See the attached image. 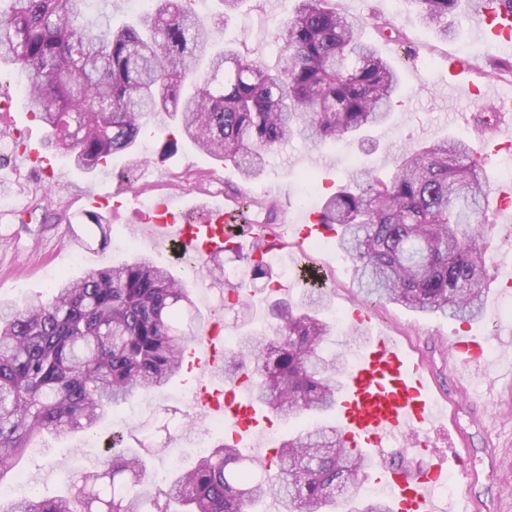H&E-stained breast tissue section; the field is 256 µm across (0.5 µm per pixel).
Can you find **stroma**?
<instances>
[{
	"mask_svg": "<svg viewBox=\"0 0 512 512\" xmlns=\"http://www.w3.org/2000/svg\"><path fill=\"white\" fill-rule=\"evenodd\" d=\"M329 5L356 18L365 38L397 67L402 81L401 103L386 123L366 130V138L373 143L370 150H362L355 140L317 147L297 140L270 155L266 177L247 185L246 190L274 202L282 224L304 223L327 188L346 181L354 168L389 175L395 152L403 146L429 144L448 136L468 140L474 149H481L482 133L463 117L487 111L488 105L469 96L449 100V58L464 61L468 67L465 78L476 85L512 87V74L499 68L501 54L494 44L484 40L480 22L468 13L453 17V32L443 39L421 22L408 0L396 6L390 0H329ZM291 6L292 0H279L275 6L269 0H243L238 15L224 26L220 37L236 44L250 58L275 63L278 50L274 36ZM385 19L398 27L399 38L389 39L378 31V23ZM166 139L163 133L144 136L132 153L114 156L108 167L93 173L82 172L66 158H59L65 177L53 188L46 187L37 173L20 172L13 190L4 195L5 206H0V298L20 302L47 296L51 283L46 272L50 269L78 277L88 270L109 266L113 257L111 241L142 235L141 198L166 194L180 208L222 201L225 185L239 184L232 166L211 159L188 142H178L174 153L163 156ZM202 172L207 179L200 184L196 177ZM91 189H116L126 200L119 211H103L108 226L103 234L94 222L93 209L83 205L82 194ZM478 221L490 228L485 239L489 279L484 314L468 325L421 315L396 304L364 301L353 285L352 263L332 238L309 239L277 251L273 268L293 297L301 291L294 271L315 269L327 282L330 316L366 303L374 314V330L397 337L433 370L440 403L456 401L463 390L474 396L475 405L456 401L455 409L458 426L467 436L471 492L480 503L478 512H512V382L506 377L512 368V325L496 323L505 305L512 303V291L499 288L500 282L512 279V240L507 237L512 231V216L501 213L490 202ZM466 331L484 338L495 349L496 355L489 363L467 368L451 360L449 336ZM191 394L190 377L176 378L159 392L137 396L114 408L96 442H89L84 435L64 440L44 436L17 469L25 476L32 495H59L67 475L93 471L102 465L112 433L122 435L124 447L137 448V425L153 422L163 409L170 408L179 416L191 418L192 429L178 432L170 441L164 434L156 436L157 441H168L169 450L150 458L148 471L157 483L166 484L175 470L191 468L200 455L195 446L196 433L205 429L207 422L192 419ZM316 423L335 425L336 415L331 412L301 415L289 421L261 420L239 449L246 456H254L256 448L273 447L275 440ZM492 456L499 462L493 474L488 471Z\"/></svg>",
	"mask_w": 512,
	"mask_h": 512,
	"instance_id": "obj_1",
	"label": "stroma"
}]
</instances>
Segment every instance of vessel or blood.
<instances>
[{
    "label": "vessel or blood",
    "instance_id": "b4317fda",
    "mask_svg": "<svg viewBox=\"0 0 512 512\" xmlns=\"http://www.w3.org/2000/svg\"><path fill=\"white\" fill-rule=\"evenodd\" d=\"M483 33L503 55L512 54V10L487 0L480 8ZM36 140L17 146L19 165H37L50 179L60 178L52 156L42 154ZM148 224L146 247H155L168 239L180 242L192 254H210L224 250V225L231 214L223 204L212 203L204 209L199 223L178 221L172 202L157 199L144 212ZM451 352L469 365L479 353L476 337L457 335L449 340ZM188 367L195 370V390L191 404L195 415H220L234 442H241L254 420V408L243 401L240 387L219 389L224 370V333L220 324H211L207 332L187 352ZM447 416L438 406L433 380L421 360L411 357L392 337L379 333L370 337L357 362L347 370L336 401V421L344 436L362 452L377 456L379 449L408 440L409 452L420 463L413 472L373 468L389 490L393 512H476L477 506L467 490L449 500L439 491L441 478L448 471L466 470V459L458 449L437 454L431 446V433L444 425Z\"/></svg>",
    "mask_w": 512,
    "mask_h": 512
}]
</instances>
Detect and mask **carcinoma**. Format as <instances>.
<instances>
[{
  "mask_svg": "<svg viewBox=\"0 0 512 512\" xmlns=\"http://www.w3.org/2000/svg\"><path fill=\"white\" fill-rule=\"evenodd\" d=\"M88 0H0V69L24 74L22 103L60 144L75 168L129 154L140 136L161 129L232 165L244 184L264 176L268 157L295 138L316 146L355 139L385 123L401 95L399 74L328 0H293L291 20L275 34L276 64L216 47V34L242 0H221L206 26L191 0H154L120 26L85 20ZM423 22L446 39L449 17L477 0H413ZM463 139L409 146L385 180L359 168L321 201L318 223L336 231L353 263L359 293L460 322L482 317L487 280L483 165ZM235 231L253 241L248 271L228 273L221 253L197 259L224 308L249 323L252 292L279 284L266 250L275 234L251 219L274 209L227 186ZM325 282L305 279L302 294L274 300V322L250 329L224 350V383L249 376L255 402L291 420L336 406L346 371L342 353L325 350L335 330ZM183 278L135 255L61 274L46 298L0 301V486L35 439L93 430L112 407L181 375L186 352L208 327ZM373 461L338 427L314 425L275 446L268 462L243 457L223 436L196 465L157 487L145 460L125 450L103 468L66 482L47 499H17L0 512H391L382 500L356 498Z\"/></svg>",
  "mask_w": 512,
  "mask_h": 512,
  "instance_id": "carcinoma-1",
  "label": "carcinoma"
}]
</instances>
